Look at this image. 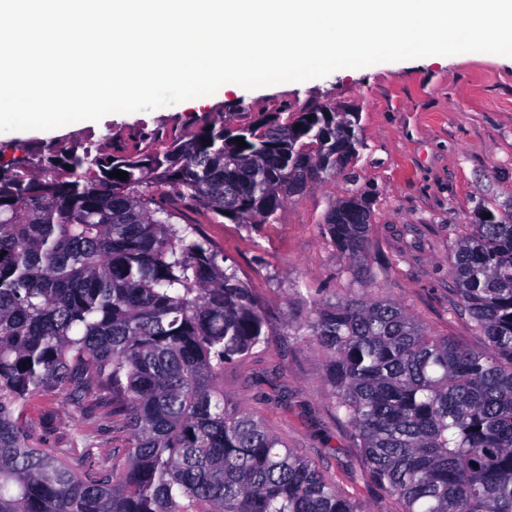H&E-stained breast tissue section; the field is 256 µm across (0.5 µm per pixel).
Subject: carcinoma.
Returning <instances> with one entry per match:
<instances>
[{
  "mask_svg": "<svg viewBox=\"0 0 512 512\" xmlns=\"http://www.w3.org/2000/svg\"><path fill=\"white\" fill-rule=\"evenodd\" d=\"M357 125L319 108L151 133L160 146L144 149L50 143L36 163L0 141V512H364L226 407L224 365L275 330L237 266L160 192L218 224H269L358 156ZM371 224L368 202L330 208L326 233L362 295L315 299L282 327L322 351L366 469L405 512H512V211L480 213L448 245L479 349L372 294ZM58 394L98 429L122 428L124 447L82 427L68 448L34 446L27 402Z\"/></svg>",
  "mask_w": 512,
  "mask_h": 512,
  "instance_id": "carcinoma-1",
  "label": "carcinoma"
}]
</instances>
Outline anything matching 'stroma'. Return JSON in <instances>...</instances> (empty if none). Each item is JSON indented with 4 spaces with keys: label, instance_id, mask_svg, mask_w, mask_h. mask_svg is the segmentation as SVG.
I'll list each match as a JSON object with an SVG mask.
<instances>
[{
    "label": "stroma",
    "instance_id": "1",
    "mask_svg": "<svg viewBox=\"0 0 512 512\" xmlns=\"http://www.w3.org/2000/svg\"><path fill=\"white\" fill-rule=\"evenodd\" d=\"M331 107L359 115L355 161L288 199L271 223L255 229L213 223L205 210L183 219L236 262L273 324L304 320L314 299L337 300L359 290L324 232L336 202L360 195L371 204L372 250L384 274L378 293L401 303L436 336L480 347L468 315L452 311L448 233L475 223L480 208L512 210V62L472 52L371 65L365 75L333 72L304 82L217 90L202 103L182 101L151 111L102 117L73 130L5 131L30 154L45 144L73 147L103 135L129 139L145 130L193 132L194 118L249 124L281 112ZM231 408L261 419L288 447L312 462L367 512H403L365 471L354 430L336 411L317 348L291 336L270 337L224 367ZM26 419L41 447L65 448L73 430L93 420L58 397H40Z\"/></svg>",
    "mask_w": 512,
    "mask_h": 512
}]
</instances>
